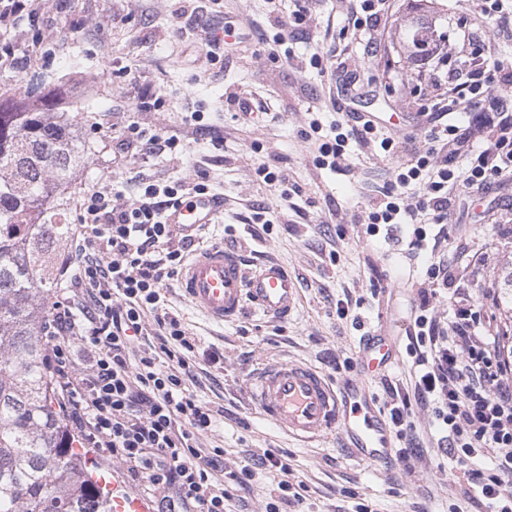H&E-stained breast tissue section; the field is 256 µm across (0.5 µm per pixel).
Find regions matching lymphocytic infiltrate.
Masks as SVG:
<instances>
[{
	"instance_id": "1",
	"label": "lymphocytic infiltrate",
	"mask_w": 512,
	"mask_h": 512,
	"mask_svg": "<svg viewBox=\"0 0 512 512\" xmlns=\"http://www.w3.org/2000/svg\"><path fill=\"white\" fill-rule=\"evenodd\" d=\"M505 85H512V67L485 64L465 81H449L407 140L366 122L321 143L316 158L320 168L339 169L352 139L396 160L380 193L368 197L365 233L375 237L410 224V253L435 256L406 330L410 382L385 388L389 422L403 442L396 460L422 481H436L414 420L422 413L438 433L436 448L451 462L454 480L487 512H512V359L491 321L494 288L441 308L440 292L453 279L441 251L454 190L487 192L512 176V101L500 93ZM181 145L178 135L133 122L112 161H146ZM136 182L128 195L97 186L79 207V264L43 331L61 409L82 443L120 463L155 512H302L308 486L285 451L246 449L229 463L223 448L203 445L217 418L191 385L200 365L220 364L224 355L198 350L168 308V282L194 237L174 238L167 218L178 204L210 195L208 172L172 184L142 174ZM261 475L267 484H258Z\"/></svg>"
}]
</instances>
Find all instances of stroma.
<instances>
[{"instance_id":"stroma-1","label":"stroma","mask_w":512,"mask_h":512,"mask_svg":"<svg viewBox=\"0 0 512 512\" xmlns=\"http://www.w3.org/2000/svg\"><path fill=\"white\" fill-rule=\"evenodd\" d=\"M307 4L283 0L288 11ZM311 7L310 26L288 39L290 58L273 62L274 31L265 0H36L33 14L0 27V46L11 45L31 60L19 72L0 67V95L17 94L23 83L61 86L67 91L66 110L85 122L91 152L64 194L68 223H76L78 207L94 187L114 181L128 190L142 172L163 183L175 181L200 166L208 171L224 209L206 235L196 237L195 247L242 241L250 263L274 258L297 280L299 306L278 323L249 307L233 322H213L178 286H171V311L201 348L224 354L222 366L208 368L192 385L201 400L224 411L216 432L205 438L206 447H223L230 461L246 448L287 450L289 464L309 487L308 512H331L345 489L378 512L417 507L423 512H485L447 477L426 491L395 460L379 466L358 461L340 435L309 445L294 440L264 418L245 385L267 361L278 358L308 363L343 384L357 377L346 361H357L363 339L378 334L391 339L397 360L371 380L374 397L384 401V383H408L406 310L415 297L411 282L420 278L425 260L411 261L402 254L408 228L386 240L369 239L355 222L371 190L387 182L394 161L351 143L342 171L319 169L314 145L304 142L299 131L313 115L323 136L333 138L335 127L349 123L355 110L384 119L404 112L408 128H415L417 111L436 95L429 82L432 72L445 74L461 66L460 58L447 52L449 39L468 28L490 37L510 30L512 8L502 17L483 18L471 0H395L392 14L368 33L348 24L349 0H317ZM419 16L444 35L438 53L425 58L411 57L404 45L407 25ZM228 23L236 28L241 53L201 42L202 28L220 34ZM369 38L379 47L377 57L364 52ZM317 50L327 55L328 74L321 80L299 68ZM214 53L219 56L215 62L210 59ZM138 85L164 99V108L141 110L133 97ZM230 92L252 97L249 124L237 121L234 107L226 104ZM195 111L203 113L206 131L185 125L186 113ZM133 121L164 135L178 133L189 142V151L145 165L134 158L116 168L112 147L123 126ZM217 137L223 138V149L212 147ZM270 160L288 174L283 190L254 178L255 168ZM250 200L268 206L272 234L247 223ZM456 205L463 219L448 228V262L458 264L455 247L463 240L484 266L478 276L458 272L453 287L476 297L489 279L498 294H505L504 280L512 271V187L473 196L463 192ZM346 299L351 306L342 318L336 308Z\"/></svg>"}]
</instances>
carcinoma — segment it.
<instances>
[{"mask_svg": "<svg viewBox=\"0 0 512 512\" xmlns=\"http://www.w3.org/2000/svg\"><path fill=\"white\" fill-rule=\"evenodd\" d=\"M412 55L431 51V27L407 31ZM0 96V512H112L95 462L73 447L54 407L42 329L71 225L60 197L87 162L60 94Z\"/></svg>", "mask_w": 512, "mask_h": 512, "instance_id": "1", "label": "carcinoma"}]
</instances>
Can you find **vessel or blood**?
<instances>
[{
  "mask_svg": "<svg viewBox=\"0 0 512 512\" xmlns=\"http://www.w3.org/2000/svg\"><path fill=\"white\" fill-rule=\"evenodd\" d=\"M218 201L198 198L182 204L169 217L178 232L191 233L212 223ZM178 284L187 299L212 321L224 323L252 305L268 318L288 317L296 308L299 288L288 269L274 259L247 269L242 250L213 245L195 251L182 268ZM391 357L388 344L371 338L360 353L362 375L336 385L320 371L296 361H271L249 382L253 404L270 422L301 441L340 434L358 460L383 463L391 452L390 425L378 408L369 378ZM112 512H149L146 503L120 484L112 486Z\"/></svg>",
  "mask_w": 512,
  "mask_h": 512,
  "instance_id": "obj_1",
  "label": "vessel or blood"
}]
</instances>
